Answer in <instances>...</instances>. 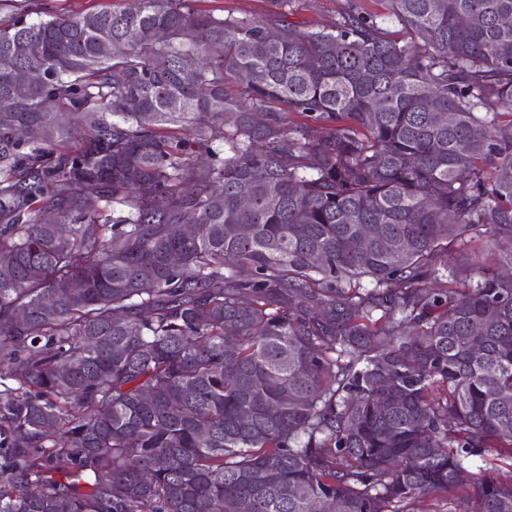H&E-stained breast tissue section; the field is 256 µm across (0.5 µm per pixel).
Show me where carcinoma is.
Segmentation results:
<instances>
[{"label": "carcinoma", "instance_id": "1", "mask_svg": "<svg viewBox=\"0 0 512 512\" xmlns=\"http://www.w3.org/2000/svg\"><path fill=\"white\" fill-rule=\"evenodd\" d=\"M201 2L0 24V512H512V0ZM204 7L214 10L216 14L249 15L258 19L264 18L269 9L267 0H205ZM224 10L225 12H223ZM345 4L346 0H298L295 15L290 16L289 20L303 23V27H328L336 22Z\"/></svg>", "mask_w": 512, "mask_h": 512}]
</instances>
